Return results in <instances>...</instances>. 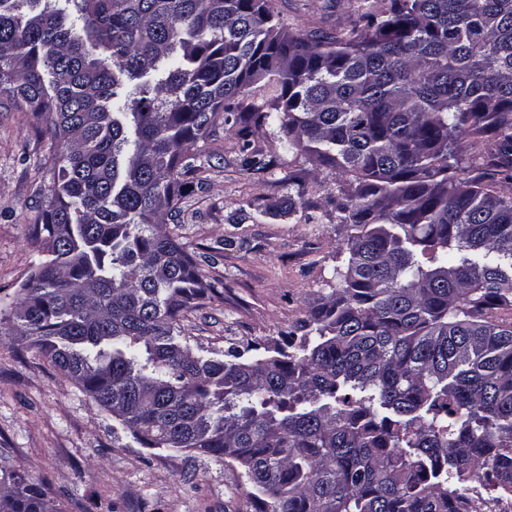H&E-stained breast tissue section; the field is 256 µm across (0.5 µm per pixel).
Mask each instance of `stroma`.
Instances as JSON below:
<instances>
[{
  "instance_id": "1",
  "label": "stroma",
  "mask_w": 512,
  "mask_h": 512,
  "mask_svg": "<svg viewBox=\"0 0 512 512\" xmlns=\"http://www.w3.org/2000/svg\"><path fill=\"white\" fill-rule=\"evenodd\" d=\"M359 0H273L283 27L306 37L348 31ZM251 147L271 162L241 166L243 142L216 127L201 143L208 184L187 197L181 241L204 256L209 298L185 313L192 344L266 342L307 319L341 244L335 172L312 170L283 150L273 127H250ZM51 150L32 113L0 96V297L16 295L38 263L34 225L48 204L38 166ZM297 185H290L289 177ZM323 208L310 219L309 203ZM0 458L41 483L58 512H257L242 469L207 454L146 448L28 341L0 324Z\"/></svg>"
}]
</instances>
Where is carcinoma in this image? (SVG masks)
Returning a JSON list of instances; mask_svg holds the SVG:
<instances>
[{"label":"carcinoma","instance_id":"1","mask_svg":"<svg viewBox=\"0 0 512 512\" xmlns=\"http://www.w3.org/2000/svg\"><path fill=\"white\" fill-rule=\"evenodd\" d=\"M0 94L69 145L40 164L15 335L139 444L237 463L258 512L512 493V0H362L311 38L271 0H0ZM245 120L342 178L346 235L307 320L219 353L180 325L213 291L182 198L198 143ZM0 512L57 509L1 466Z\"/></svg>","mask_w":512,"mask_h":512}]
</instances>
